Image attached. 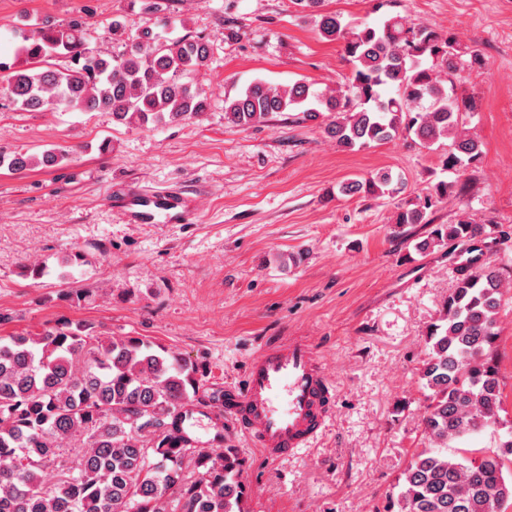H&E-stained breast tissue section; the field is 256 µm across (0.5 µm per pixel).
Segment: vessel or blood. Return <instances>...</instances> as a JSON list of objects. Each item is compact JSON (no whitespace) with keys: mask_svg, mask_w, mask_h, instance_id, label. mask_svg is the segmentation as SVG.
Returning a JSON list of instances; mask_svg holds the SVG:
<instances>
[{"mask_svg":"<svg viewBox=\"0 0 512 512\" xmlns=\"http://www.w3.org/2000/svg\"><path fill=\"white\" fill-rule=\"evenodd\" d=\"M177 195L135 196L125 210L134 222H153L164 211L167 222L185 219ZM335 389L311 343L284 336L248 363L241 390L231 391L224 409L248 444L266 459L282 460L311 448L327 427Z\"/></svg>","mask_w":512,"mask_h":512,"instance_id":"1","label":"vessel or blood"}]
</instances>
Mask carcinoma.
Segmentation results:
<instances>
[{
  "instance_id": "obj_1",
  "label": "carcinoma",
  "mask_w": 512,
  "mask_h": 512,
  "mask_svg": "<svg viewBox=\"0 0 512 512\" xmlns=\"http://www.w3.org/2000/svg\"><path fill=\"white\" fill-rule=\"evenodd\" d=\"M323 0H292L318 17V34L340 41L352 65L348 89L318 93L298 82L278 88L253 80L224 97L228 122L248 126L298 109L315 120L333 113L328 136L342 149L366 148L414 134L429 149L451 140L446 166L478 159L481 144L465 128V103L454 95L463 74L486 65L475 50L429 24L388 15L376 24H344L322 12ZM25 64L0 60V94L25 111L63 108L109 112L112 121L145 127L202 117L206 98L182 78L208 67L201 37L166 39L144 28L123 49L103 56L85 24L45 22L21 36ZM65 54L70 65L51 63ZM0 153V167L22 172L54 166ZM402 177L377 173L342 191L377 197L401 192ZM440 181L397 224H429L427 210L446 199ZM447 243L459 249L455 285L438 323L426 334L419 368L426 407L424 443L403 472L398 512H505L512 506V430L497 451H444L452 441L500 424L495 328L505 278L494 259L496 238L462 217L439 224L416 244L420 253ZM204 371L136 336H103L87 323L64 322L39 333L0 337V512H247L245 461L224 447V393L200 396ZM210 420L212 451L197 449V416Z\"/></svg>"
}]
</instances>
